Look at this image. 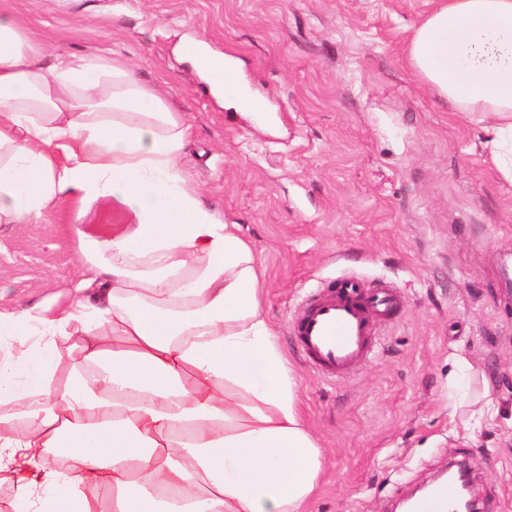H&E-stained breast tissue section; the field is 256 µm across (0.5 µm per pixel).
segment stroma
Returning <instances> with one entry per match:
<instances>
[{"label": "stroma", "mask_w": 512, "mask_h": 512, "mask_svg": "<svg viewBox=\"0 0 512 512\" xmlns=\"http://www.w3.org/2000/svg\"><path fill=\"white\" fill-rule=\"evenodd\" d=\"M434 0H0L46 63L101 54L132 70L190 126L181 170L240 225L265 270L262 307L323 452L307 512H395L466 461L480 512H512V185L490 160V118L451 112L411 73L406 46ZM240 64L265 113L219 105L178 49ZM64 198L38 224H0V296L65 304L80 278ZM351 276L397 289L373 349L344 378L313 371L290 331L301 297ZM488 382L495 422L448 418V358Z\"/></svg>", "instance_id": "1"}]
</instances>
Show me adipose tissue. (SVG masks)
Instances as JSON below:
<instances>
[{"instance_id": "ef3b65f1", "label": "adipose tissue", "mask_w": 512, "mask_h": 512, "mask_svg": "<svg viewBox=\"0 0 512 512\" xmlns=\"http://www.w3.org/2000/svg\"><path fill=\"white\" fill-rule=\"evenodd\" d=\"M406 56L454 111L493 117L491 159L512 181V0H438ZM44 58L1 13L0 223L78 200L76 255L96 271L55 311L0 302V334L38 338L0 360L13 512H307L322 451L252 245L181 173L188 125L106 57ZM210 67L226 108L262 111L231 62ZM497 414L485 391L448 398L466 427Z\"/></svg>"}]
</instances>
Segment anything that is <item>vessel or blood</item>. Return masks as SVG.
<instances>
[{
    "label": "vessel or blood",
    "mask_w": 512,
    "mask_h": 512,
    "mask_svg": "<svg viewBox=\"0 0 512 512\" xmlns=\"http://www.w3.org/2000/svg\"><path fill=\"white\" fill-rule=\"evenodd\" d=\"M401 305L392 289L364 292L355 278L345 277L304 305L291 333L306 360L324 376L337 377L371 351L373 319L392 315ZM457 496L454 483L441 484L418 503L416 512H454Z\"/></svg>",
    "instance_id": "obj_1"
}]
</instances>
